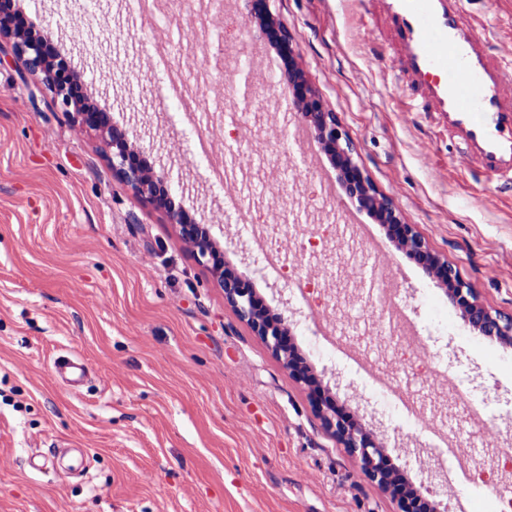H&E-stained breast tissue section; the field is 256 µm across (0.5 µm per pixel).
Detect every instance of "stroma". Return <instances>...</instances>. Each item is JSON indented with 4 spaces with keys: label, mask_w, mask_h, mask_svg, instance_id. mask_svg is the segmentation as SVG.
I'll list each match as a JSON object with an SVG mask.
<instances>
[{
    "label": "stroma",
    "mask_w": 512,
    "mask_h": 512,
    "mask_svg": "<svg viewBox=\"0 0 512 512\" xmlns=\"http://www.w3.org/2000/svg\"><path fill=\"white\" fill-rule=\"evenodd\" d=\"M494 59L512 68V0H462ZM24 19L48 34L150 163L184 191V205L233 267L264 263L260 228L332 224L356 209L327 196L329 163L288 135L290 110L270 91L243 100L219 52L250 46L262 81L276 52L256 45L238 0L224 29L205 0H21ZM313 85L354 141L365 170L430 247L457 265L490 308L512 314V179L487 182L460 166L462 149L431 113L410 103L383 23L381 0H276ZM226 108L222 121L211 118ZM265 113L261 124L252 115ZM249 206L226 222L224 195ZM384 238L383 227L375 229ZM322 274L324 308L303 310L295 289L260 276L272 310L289 305L292 340L343 413L362 417L391 464L422 492L449 491L448 512H492L495 484L450 486L456 465L420 466L426 431L393 413L377 384H360L332 352H317L318 323L368 352L382 381L423 400L452 377L484 403L494 431L432 414L461 446L483 451L512 430V346L478 335L449 308L440 284L386 242L382 252H341ZM393 267L398 305L418 326L435 367L404 372L399 336L367 335L376 293ZM89 368L80 390L51 374L55 358ZM81 448L85 469H30L53 448ZM355 472L266 345L225 304L224 293L152 206L112 174L95 135L73 126L51 94L12 58L0 59V512H393Z\"/></svg>",
    "instance_id": "35a3bbf8"
}]
</instances>
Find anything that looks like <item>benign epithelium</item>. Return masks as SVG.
Instances as JSON below:
<instances>
[{
  "label": "benign epithelium",
  "mask_w": 512,
  "mask_h": 512,
  "mask_svg": "<svg viewBox=\"0 0 512 512\" xmlns=\"http://www.w3.org/2000/svg\"><path fill=\"white\" fill-rule=\"evenodd\" d=\"M250 13L259 22V40L272 46L287 66L284 94L292 109L309 129L312 143L338 172L340 186L352 204L384 224L389 240L412 256L423 271L445 285L448 304L479 335L498 343L512 344V315L485 305L477 289L465 281L454 264L434 252L415 225L404 221L394 201L380 192L366 174L359 153L336 113L312 85L299 62L294 36L273 8L275 0H250ZM9 43L13 56L38 78L41 87L60 102L72 122L99 139L112 166L113 176L139 199L148 202L175 226L179 238L205 266L222 290L224 301L282 363L296 383L310 390L315 414L323 428L354 460L356 473L373 483L396 504V512H448V503L407 490L402 475L387 464V452L371 431L336 411L332 398L322 395L316 374L291 346L288 300L285 310L275 312L258 297L250 267L230 269L224 251L209 228L200 224L176 194L168 178L155 170L140 143L112 120V113L89 90L83 74L71 67L50 40L22 21L19 0H0V41Z\"/></svg>",
  "instance_id": "7a95c632"
}]
</instances>
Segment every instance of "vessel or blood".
<instances>
[{"instance_id":"b4317fda","label":"vessel or blood","mask_w":512,"mask_h":512,"mask_svg":"<svg viewBox=\"0 0 512 512\" xmlns=\"http://www.w3.org/2000/svg\"><path fill=\"white\" fill-rule=\"evenodd\" d=\"M401 73L424 111L466 145L462 160L484 176L512 173V74L494 64L466 23L461 0H384ZM56 377L80 387L86 366L70 355Z\"/></svg>"}]
</instances>
